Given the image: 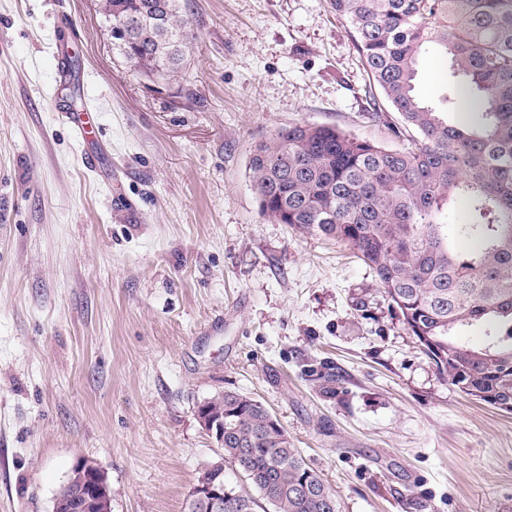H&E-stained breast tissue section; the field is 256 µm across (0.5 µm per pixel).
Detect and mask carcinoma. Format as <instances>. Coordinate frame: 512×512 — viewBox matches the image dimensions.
<instances>
[{
    "instance_id": "1",
    "label": "carcinoma",
    "mask_w": 512,
    "mask_h": 512,
    "mask_svg": "<svg viewBox=\"0 0 512 512\" xmlns=\"http://www.w3.org/2000/svg\"><path fill=\"white\" fill-rule=\"evenodd\" d=\"M348 25L369 77L375 117L397 115L394 133H412L399 149L326 125L299 123L256 145L249 171L261 213L278 224L351 246L374 273L393 308L438 372L465 396L512 403V0H329ZM112 24L135 25L112 45L145 77L177 76L197 45L182 0H105ZM431 45L448 63L450 84L438 102L416 94L418 58ZM477 108L469 124L448 113L463 100ZM467 204L448 244L440 216ZM490 327L476 348L455 336ZM224 409V466L199 479L224 480V512H254L257 492L273 512H340L323 479L258 400L236 391Z\"/></svg>"
}]
</instances>
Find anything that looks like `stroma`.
<instances>
[{
	"instance_id": "35a3bbf8",
	"label": "stroma",
	"mask_w": 512,
	"mask_h": 512,
	"mask_svg": "<svg viewBox=\"0 0 512 512\" xmlns=\"http://www.w3.org/2000/svg\"><path fill=\"white\" fill-rule=\"evenodd\" d=\"M188 4L169 80L117 54L98 0H0V512H51L84 459L112 512H185L222 453L197 405L223 391L264 404L341 512H512V414L438 372L350 246L260 211L251 152L281 129L404 144L347 27L328 0ZM448 76L423 52L420 98Z\"/></svg>"
}]
</instances>
